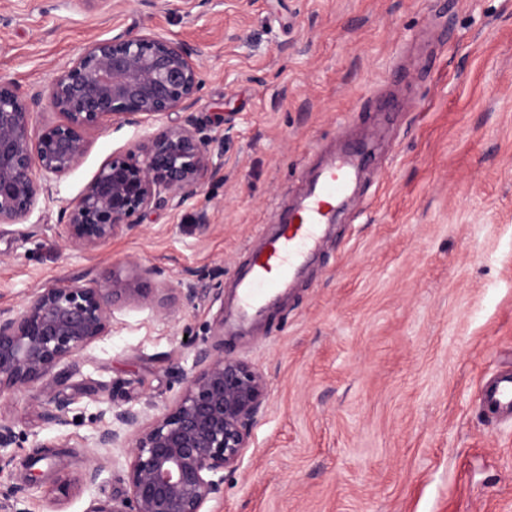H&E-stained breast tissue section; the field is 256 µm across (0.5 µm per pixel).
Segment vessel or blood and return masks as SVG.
<instances>
[{
    "label": "vessel or blood",
    "mask_w": 512,
    "mask_h": 512,
    "mask_svg": "<svg viewBox=\"0 0 512 512\" xmlns=\"http://www.w3.org/2000/svg\"><path fill=\"white\" fill-rule=\"evenodd\" d=\"M371 161L370 144L345 142L304 169L299 194L275 209L276 232L251 254L237 277L236 320L251 319L273 305L301 276L320 251L326 229L345 213L350 192ZM480 404L490 418L512 419V372L487 380L480 390Z\"/></svg>",
    "instance_id": "obj_1"
}]
</instances>
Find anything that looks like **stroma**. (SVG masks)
Segmentation results:
<instances>
[{
    "label": "stroma",
    "instance_id": "obj_1",
    "mask_svg": "<svg viewBox=\"0 0 512 512\" xmlns=\"http://www.w3.org/2000/svg\"><path fill=\"white\" fill-rule=\"evenodd\" d=\"M128 31L185 44L199 67L189 114L223 168L184 207L159 209L97 250L63 246L57 210L0 227V309L52 285L158 267L204 297L173 313L135 304L62 364L69 423L37 391L0 399L28 437L0 473V512H86L127 489L113 452L100 483L60 498L112 406L156 415L202 350L267 379L237 470L205 512H512V421L485 417L482 383L512 369V0H0V77L46 88L93 40ZM391 87L402 111L352 212L279 306L216 331L230 285L279 201L322 149ZM141 129L89 134L53 184L78 196ZM56 457L30 465L36 444ZM38 485L9 498L30 468ZM72 404L71 399L66 396H57L53 400V405L45 409L43 417L46 423L54 425L68 424L69 406Z\"/></svg>",
    "mask_w": 512,
    "mask_h": 512
}]
</instances>
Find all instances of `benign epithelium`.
I'll list each match as a JSON object with an SVG mask.
<instances>
[{
  "label": "benign epithelium",
  "instance_id": "benign-epithelium-1",
  "mask_svg": "<svg viewBox=\"0 0 512 512\" xmlns=\"http://www.w3.org/2000/svg\"><path fill=\"white\" fill-rule=\"evenodd\" d=\"M200 82L192 51L160 35L120 32L89 43L45 91L21 92L0 78V224H22L38 203L54 202L51 180L74 169L89 147V133L106 124L151 126L135 149L106 162L61 210L64 247L90 252L135 228L160 208L179 209L199 193L221 163L198 136L193 119L169 116L195 102ZM63 121L37 128L43 100ZM155 279L152 287L142 277ZM142 277L112 275L98 285L40 288L22 307L0 310V396L46 386L48 376L83 352L112 322L119 303L171 313L179 298L150 268ZM267 393L264 375L248 363L204 351L195 370L164 412L147 418L132 408L111 411V423L92 441L91 460L78 478L95 485L107 453L128 456L123 497L92 501L87 512H203L219 496L224 472L234 471L249 447L251 429ZM71 399L57 396L45 409L46 423L68 424ZM22 447L14 426L0 418V472Z\"/></svg>",
  "mask_w": 512,
  "mask_h": 512
}]
</instances>
